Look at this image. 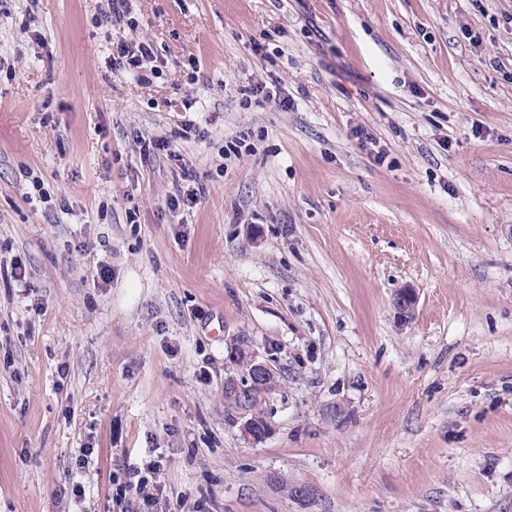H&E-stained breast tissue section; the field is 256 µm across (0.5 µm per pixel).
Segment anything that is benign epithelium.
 <instances>
[{"mask_svg":"<svg viewBox=\"0 0 512 512\" xmlns=\"http://www.w3.org/2000/svg\"><path fill=\"white\" fill-rule=\"evenodd\" d=\"M416 292L412 288L400 290L394 299V305L399 310L402 318H411L416 304ZM236 356L244 361V372L239 379H230L226 384V392L237 400L242 411L241 430L249 439L258 442L264 439L270 430L269 425H260L250 415V403L254 394L266 390L276 384V375L271 365L266 360H261L253 352H246L241 346L235 347Z\"/></svg>","mask_w":512,"mask_h":512,"instance_id":"7a95c632","label":"benign epithelium"}]
</instances>
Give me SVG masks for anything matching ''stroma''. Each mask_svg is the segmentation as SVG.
Segmentation results:
<instances>
[{"mask_svg":"<svg viewBox=\"0 0 512 512\" xmlns=\"http://www.w3.org/2000/svg\"><path fill=\"white\" fill-rule=\"evenodd\" d=\"M106 8L0 0V512H139L158 456L153 512H512V0ZM152 44L147 41H141L138 44L119 39L112 42V70L120 73L128 72L134 75L142 84H149L151 80L146 72L145 64L154 60ZM236 356L242 359L244 372L241 378H231L227 381L226 392L237 400L238 408L242 411L241 430L249 439L258 442L264 439L270 430L266 420L264 426L255 421L250 415V403L257 391L266 390L276 384V375L266 360H261L252 351L246 353L241 346L235 347ZM245 361V363H244Z\"/></svg>","mask_w":512,"mask_h":512,"instance_id":"stroma-1","label":"stroma"}]
</instances>
